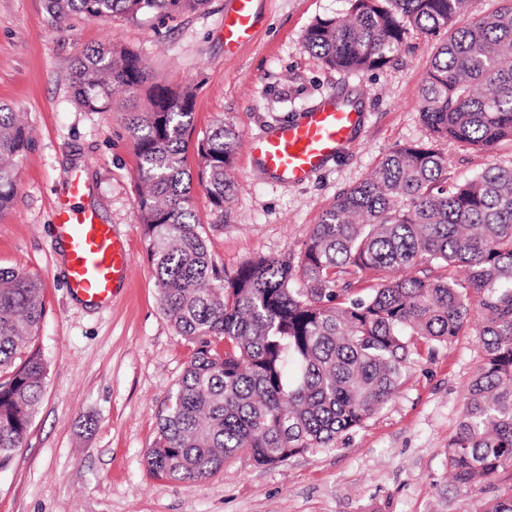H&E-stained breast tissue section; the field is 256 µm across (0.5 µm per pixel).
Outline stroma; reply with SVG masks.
I'll return each instance as SVG.
<instances>
[{"label":"stroma","mask_w":512,"mask_h":512,"mask_svg":"<svg viewBox=\"0 0 512 512\" xmlns=\"http://www.w3.org/2000/svg\"><path fill=\"white\" fill-rule=\"evenodd\" d=\"M230 3L209 0L171 18L74 16L60 27L45 0H0V104L25 113L34 138L20 162L13 206L0 214V266L21 269L42 286L45 313L32 344L48 363L27 445L0 469V512H481L484 492L437 504L448 441L481 363L471 332L420 357L395 401L331 447L273 467L240 455L195 483L155 474L147 464L158 414L197 346L160 307L139 219L126 118L143 103L79 108L70 84L78 55L101 46L137 52L162 84L192 89L195 136L219 121L239 133L223 223L204 190L194 193L202 235L227 273L256 255L299 256L336 197L399 146L434 144L452 182L490 164H512L510 141L466 149L434 141L423 123L421 88L439 38L412 30L397 61L337 71L306 49L303 35L316 19L344 12L346 0H254L253 35L229 54ZM336 93L362 104L357 140L305 184L265 178L249 139ZM74 171L90 188L87 202L99 222L130 246L129 279L104 308L68 294L54 244L53 212Z\"/></svg>","instance_id":"1"}]
</instances>
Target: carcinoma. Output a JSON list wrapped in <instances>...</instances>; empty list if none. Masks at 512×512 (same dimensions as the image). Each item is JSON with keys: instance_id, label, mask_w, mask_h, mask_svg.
I'll return each mask as SVG.
<instances>
[{"instance_id": "cac0c4a2", "label": "carcinoma", "mask_w": 512, "mask_h": 512, "mask_svg": "<svg viewBox=\"0 0 512 512\" xmlns=\"http://www.w3.org/2000/svg\"><path fill=\"white\" fill-rule=\"evenodd\" d=\"M53 21L183 14L208 0H45ZM318 19L306 48L336 69L370 71L399 54L411 28L448 40L431 60L420 112L434 140L489 149L512 141V0L467 21L472 0H347ZM153 80L144 59L101 47L82 53L73 96L87 112L133 98ZM193 94L155 86L148 111L129 119L138 158L137 209L162 310L198 344L158 420L150 469L204 480L240 454L275 466L361 427L393 402L425 350L474 331L484 357L448 441L451 489L496 491L483 512H512V165H490L447 186L433 146L405 144L323 213L299 259L258 257L224 277L193 207L200 186L216 223L233 187L238 134L217 122L186 164ZM31 147L24 116L0 104V213L15 199ZM464 272L458 278L456 271ZM377 280L365 297L354 285ZM304 287L296 288V279ZM37 279L0 267V467L25 446L47 364L23 351L44 317ZM224 340V350L212 347Z\"/></svg>"}]
</instances>
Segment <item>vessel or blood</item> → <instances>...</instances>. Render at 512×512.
I'll return each instance as SVG.
<instances>
[{"label":"vessel or blood","mask_w":512,"mask_h":512,"mask_svg":"<svg viewBox=\"0 0 512 512\" xmlns=\"http://www.w3.org/2000/svg\"><path fill=\"white\" fill-rule=\"evenodd\" d=\"M255 23L253 0H233L224 19L225 45L236 48L246 42ZM363 121L353 102L328 96L304 108L295 120L265 128L251 138L248 150L264 175L301 185L346 149ZM65 184L54 212L53 232L67 290L91 305L108 306L129 277L128 245L111 225L97 222L92 209L79 206L87 186L78 173H70Z\"/></svg>","instance_id":"1"}]
</instances>
